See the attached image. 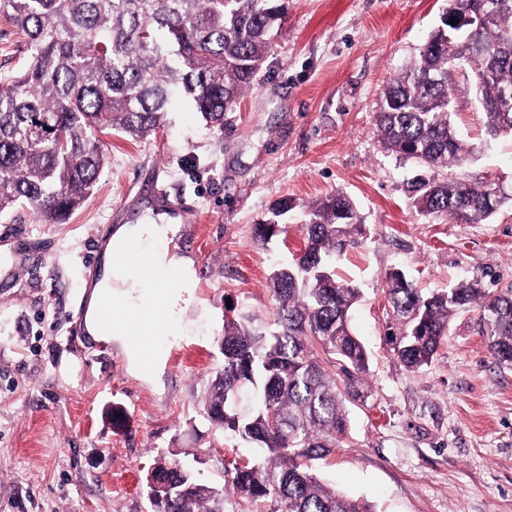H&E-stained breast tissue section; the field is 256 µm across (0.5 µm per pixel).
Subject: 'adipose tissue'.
Wrapping results in <instances>:
<instances>
[{"label":"adipose tissue","instance_id":"ef3b65f1","mask_svg":"<svg viewBox=\"0 0 512 512\" xmlns=\"http://www.w3.org/2000/svg\"><path fill=\"white\" fill-rule=\"evenodd\" d=\"M179 230V224L166 216L158 222L151 220L142 224H126L118 227L111 235L107 249L111 252H118L132 239L174 236ZM153 260L156 265L171 268L175 273L174 288L167 292L163 302L164 307H171L183 295L192 293L195 287V274L193 263L189 258L159 251L154 253ZM138 284V279L128 270L110 261L105 263L103 276L90 296L86 314L87 329L93 336L102 338L109 334L106 333L98 319L101 303L106 300L112 301L113 305L121 311L132 307L133 290L137 288ZM109 335L119 341L125 338L124 332L117 330Z\"/></svg>","mask_w":512,"mask_h":512}]
</instances>
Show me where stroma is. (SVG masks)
<instances>
[{
	"label": "stroma",
	"mask_w": 512,
	"mask_h": 512,
	"mask_svg": "<svg viewBox=\"0 0 512 512\" xmlns=\"http://www.w3.org/2000/svg\"><path fill=\"white\" fill-rule=\"evenodd\" d=\"M447 5L288 0L255 86L223 129L175 99L145 136L101 134L94 190L64 223H42L24 205L0 215V245L30 258L15 285L0 286V512H152L146 483L157 456L197 461L211 482L222 479L220 455L252 456L203 411L224 365V316L272 322L270 275L304 238L291 223L262 243L256 226L281 199L300 211L336 192L366 228L335 268L362 293L351 326L368 370L364 398L348 406V439L313 470L374 512H512V368L490 355L480 310L459 312L418 370L396 360L387 336L389 271L426 292L486 273L512 281V208L481 224L420 215L405 191L412 164L379 139L384 85L418 57ZM26 56L23 36L0 17V79ZM454 109L473 153L453 175L512 194V136L486 135L474 97L460 95ZM159 190L180 210L173 249L193 260L197 287L162 311L163 358L146 375L120 342L75 335L71 315L114 208L124 206V223L148 220ZM114 404L126 411L119 429L107 413Z\"/></svg>",
	"instance_id": "obj_1"
}]
</instances>
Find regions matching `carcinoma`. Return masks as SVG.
Returning a JSON list of instances; mask_svg holds the SVG:
<instances>
[{
    "label": "carcinoma",
    "instance_id": "cac0c4a2",
    "mask_svg": "<svg viewBox=\"0 0 512 512\" xmlns=\"http://www.w3.org/2000/svg\"><path fill=\"white\" fill-rule=\"evenodd\" d=\"M286 0H0V15L28 43V63L0 83V214L29 206L61 224L85 201L104 163L93 133L110 128L139 137L162 124L171 99L191 98L210 127L254 86ZM458 63L464 90L483 103L485 132L512 133V0H448L414 63L380 95L376 120L385 149L413 163L406 192L420 214L480 224L512 204L487 201L489 182L448 175L471 153L453 122ZM292 206L284 201L258 225L273 237ZM304 251L270 277L275 328L227 316L224 368L209 384L212 425L246 442L258 460L220 458L223 483H205L165 455L150 468L148 491L163 485L158 512H227L230 496L250 512H373L327 485L309 465L348 433L346 402L362 396L368 355L350 326L360 290L336 277L334 257L361 244L365 224L345 194L306 206ZM394 356L408 368L433 359L457 312H482L497 364L512 368V281H463L423 293L386 275ZM339 365L341 376L328 367ZM254 392L252 413L238 415L237 391Z\"/></svg>",
    "mask_w": 512,
    "mask_h": 512
}]
</instances>
